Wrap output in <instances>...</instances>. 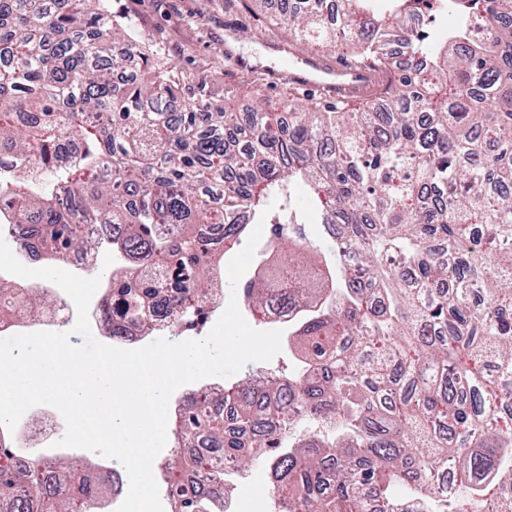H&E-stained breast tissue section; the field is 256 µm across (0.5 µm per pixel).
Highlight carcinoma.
<instances>
[{"mask_svg": "<svg viewBox=\"0 0 512 512\" xmlns=\"http://www.w3.org/2000/svg\"><path fill=\"white\" fill-rule=\"evenodd\" d=\"M0 0V208L36 225L53 261L89 252L85 224H122L135 265L113 292L154 331L170 300L202 315L238 214L272 225L277 261L238 288L260 318L288 317L305 354L283 383L248 374L178 413L199 451L174 457L173 512H224L186 487L216 463L262 465L288 512H512V0H280L273 19L317 49L381 73L359 112L288 100L212 107L209 85L169 110L177 68L108 0ZM451 13L446 31L436 15ZM135 56L149 80H113ZM326 235L327 271L298 218L297 187ZM301 283L270 288L262 277ZM0 281V313L46 304ZM108 480L68 465H0V512H91Z\"/></svg>", "mask_w": 512, "mask_h": 512, "instance_id": "carcinoma-1", "label": "carcinoma"}]
</instances>
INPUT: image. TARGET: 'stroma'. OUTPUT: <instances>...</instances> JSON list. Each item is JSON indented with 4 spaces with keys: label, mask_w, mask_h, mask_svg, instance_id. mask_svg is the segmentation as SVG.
<instances>
[{
    "label": "stroma",
    "mask_w": 512,
    "mask_h": 512,
    "mask_svg": "<svg viewBox=\"0 0 512 512\" xmlns=\"http://www.w3.org/2000/svg\"><path fill=\"white\" fill-rule=\"evenodd\" d=\"M111 7L188 78H207L215 103L231 92L244 107L257 90L273 101L307 100L283 74L287 60L308 55L307 46L274 27L254 0H111ZM265 474L254 467L236 476L244 512H276Z\"/></svg>",
    "instance_id": "35a3bbf8"
}]
</instances>
